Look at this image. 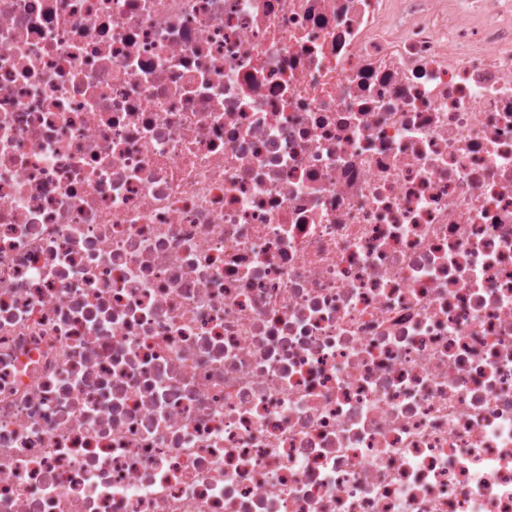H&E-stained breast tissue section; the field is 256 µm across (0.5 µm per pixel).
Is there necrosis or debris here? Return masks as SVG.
<instances>
[{
	"mask_svg": "<svg viewBox=\"0 0 512 512\" xmlns=\"http://www.w3.org/2000/svg\"><path fill=\"white\" fill-rule=\"evenodd\" d=\"M0 512H512V0H0Z\"/></svg>",
	"mask_w": 512,
	"mask_h": 512,
	"instance_id": "1",
	"label": "necrosis or debris"
}]
</instances>
